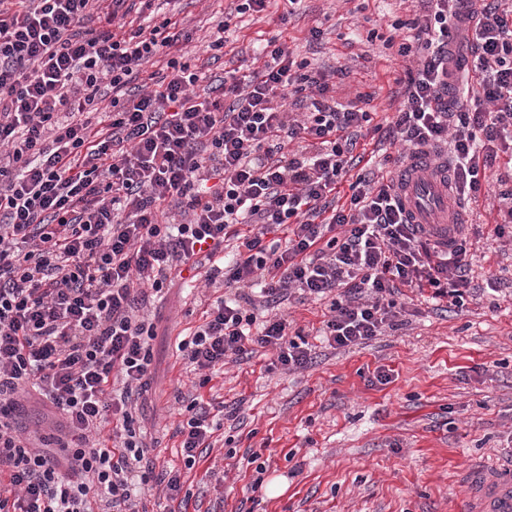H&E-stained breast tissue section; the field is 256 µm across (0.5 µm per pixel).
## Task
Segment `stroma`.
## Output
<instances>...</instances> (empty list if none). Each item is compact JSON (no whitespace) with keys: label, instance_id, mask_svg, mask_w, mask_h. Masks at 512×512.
I'll use <instances>...</instances> for the list:
<instances>
[{"label":"stroma","instance_id":"obj_1","mask_svg":"<svg viewBox=\"0 0 512 512\" xmlns=\"http://www.w3.org/2000/svg\"><path fill=\"white\" fill-rule=\"evenodd\" d=\"M235 0H169L192 35L182 52L212 84L252 64L264 40L286 39L311 68L331 73L333 94L347 103L369 95L374 122L392 117L403 99L410 58L406 21L424 0H271L262 16L239 14ZM401 29H394L396 21ZM226 22L224 54L207 49ZM320 29L312 37L311 29ZM497 189L470 204L464 232L483 236L471 259L474 291L449 311L423 297L406 301L405 323L366 344L336 349L317 331L328 301L291 294L259 319H288L312 346V363L287 370L268 348L217 367L210 387L176 357V345L217 300L234 296L223 280L175 279L149 311L159 318L152 387L135 416L157 468L185 472L187 499L168 501L162 486L144 496L148 512H464V470L512 453V232L493 236ZM495 290H488V283ZM389 383L369 384L377 367ZM203 396L233 407L215 431L207 457L185 469L176 433L184 402ZM44 408L23 403L17 421L35 448H52L57 432ZM266 468L257 475L256 465ZM261 487H254V480Z\"/></svg>","mask_w":512,"mask_h":512}]
</instances>
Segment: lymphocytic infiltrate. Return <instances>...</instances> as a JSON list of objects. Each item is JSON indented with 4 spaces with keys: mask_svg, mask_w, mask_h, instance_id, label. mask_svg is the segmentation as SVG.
Listing matches in <instances>:
<instances>
[{
    "mask_svg": "<svg viewBox=\"0 0 512 512\" xmlns=\"http://www.w3.org/2000/svg\"><path fill=\"white\" fill-rule=\"evenodd\" d=\"M0 0V473L18 497L0 512H88L89 495L112 512H138L134 482L183 484L156 471L130 406L149 384L156 326L149 293L236 241L225 286L259 285L266 303L298 290L330 297L323 334L349 347L397 328L396 297L428 292L459 305L470 284V242L440 239L410 223L393 181L358 172L357 103L337 105L323 73L287 43L268 41L250 72L224 76L220 93L199 89V71L171 57L156 88L135 83L162 50L189 43L176 17L154 22L155 0ZM429 0L412 23L417 53L389 127L410 150L447 146L448 183L478 199L500 154L512 152V0ZM101 25L86 28L94 14ZM471 53L478 88L465 106L444 101L453 52ZM111 111L98 112L101 90ZM304 103L305 120L286 109ZM286 228L283 240L269 233ZM241 295L219 301L179 341L200 385L249 344L304 368L308 342L287 320L257 322ZM48 400L62 419L67 460L21 438L22 392ZM178 433L186 467L209 448L203 397L187 405Z\"/></svg>",
    "mask_w": 512,
    "mask_h": 512,
    "instance_id": "f902f5d3",
    "label": "lymphocytic infiltrate"
}]
</instances>
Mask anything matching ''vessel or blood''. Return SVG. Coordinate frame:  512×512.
<instances>
[{
  "label": "vessel or blood",
  "mask_w": 512,
  "mask_h": 512,
  "mask_svg": "<svg viewBox=\"0 0 512 512\" xmlns=\"http://www.w3.org/2000/svg\"><path fill=\"white\" fill-rule=\"evenodd\" d=\"M447 183V171L436 168L428 154H417L398 170V193L412 223L431 224L444 231L465 221L464 212L448 210ZM466 486L473 512H512V465L490 477L476 469L468 470Z\"/></svg>",
  "instance_id": "vessel-or-blood-1"
}]
</instances>
